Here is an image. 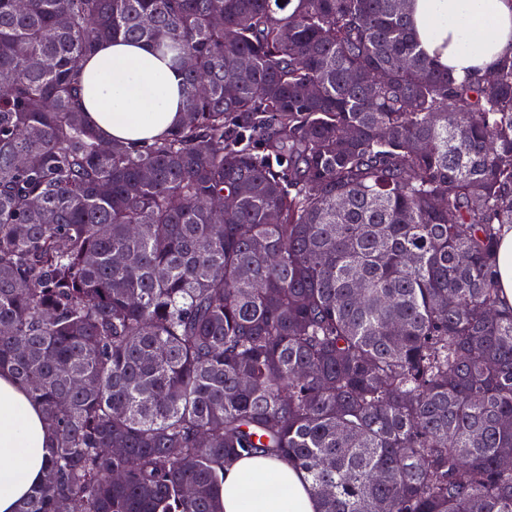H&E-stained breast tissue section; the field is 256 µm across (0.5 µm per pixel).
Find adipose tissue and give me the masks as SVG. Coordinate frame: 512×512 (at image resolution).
<instances>
[{
	"label": "adipose tissue",
	"mask_w": 512,
	"mask_h": 512,
	"mask_svg": "<svg viewBox=\"0 0 512 512\" xmlns=\"http://www.w3.org/2000/svg\"><path fill=\"white\" fill-rule=\"evenodd\" d=\"M415 32L457 74L486 72L512 50V0H412ZM80 105L107 142L164 136L184 119L179 69L142 42H101L82 72ZM51 434L28 389L0 373V512H16L46 468ZM224 512H320L306 474L287 462L243 456L224 474Z\"/></svg>",
	"instance_id": "adipose-tissue-1"
}]
</instances>
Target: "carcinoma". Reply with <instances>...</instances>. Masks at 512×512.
<instances>
[{
  "mask_svg": "<svg viewBox=\"0 0 512 512\" xmlns=\"http://www.w3.org/2000/svg\"><path fill=\"white\" fill-rule=\"evenodd\" d=\"M409 3L0 0V371L54 437L18 512H224L258 453L321 512H512V53L456 78ZM116 38L186 115L103 151ZM498 281L502 295L512 305V230H506L498 245Z\"/></svg>",
  "mask_w": 512,
  "mask_h": 512,
  "instance_id": "1",
  "label": "carcinoma"
}]
</instances>
